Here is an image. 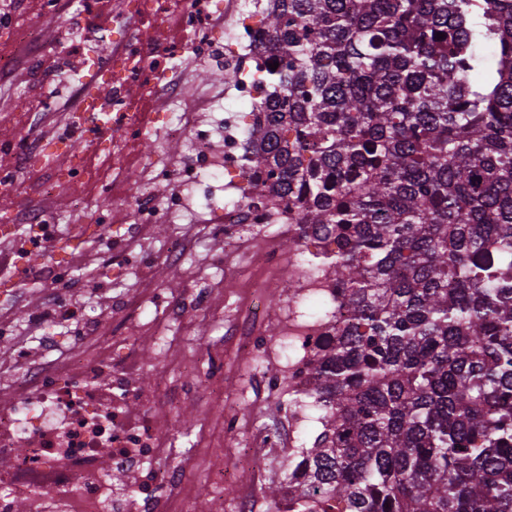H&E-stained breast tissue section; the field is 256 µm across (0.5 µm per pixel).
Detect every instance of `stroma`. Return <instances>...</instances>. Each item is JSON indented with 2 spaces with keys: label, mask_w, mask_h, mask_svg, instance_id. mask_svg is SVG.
<instances>
[{
  "label": "stroma",
  "mask_w": 512,
  "mask_h": 512,
  "mask_svg": "<svg viewBox=\"0 0 512 512\" xmlns=\"http://www.w3.org/2000/svg\"><path fill=\"white\" fill-rule=\"evenodd\" d=\"M14 9L34 25H41L44 40L42 56L43 75L33 78L26 68H18L13 74L0 77V131H6L13 140L25 139L41 145L49 141L48 133L58 116L43 110L33 111L29 103L40 98L58 104L59 109L70 107L72 98L67 84L57 78L59 66L78 69L76 58L71 55L75 27L89 28L92 17L81 10V0H71L64 5L63 15L51 25H42L34 0H15ZM224 70L223 61L203 59L187 69L183 105L204 101L214 95H222L225 108H237L234 89L221 80L205 81L201 75L206 71ZM145 112L153 132L147 147H133L121 155H113L112 145L100 142L88 148L85 160L99 177V184H111L119 170H134L139 166L142 154H150L170 171H177L189 156L190 140L170 141L162 132L165 118L171 117L168 104L148 99ZM43 173L27 167L17 170L18 193L11 204L0 209V225L17 223L20 207L32 201L54 222L58 237L51 245L49 262L67 266L70 282L67 292L82 309L93 318L99 329L108 335L133 334L141 362L140 386L150 389L157 382L158 373H165L173 391L179 398L171 414L160 418V432L180 443L169 465H184L187 482L194 488L202 506H209L216 496L233 501L238 490L249 489L259 498H267L271 483L279 481L288 464L287 449H277L271 458V474L268 481L259 483L248 467H236L233 482L217 489L200 478L194 466L197 459L223 457L225 463L234 464L235 439L222 434L217 421L221 413H234L239 406H246L241 413L243 435L253 434L261 425L273 420L287 397L273 398L262 389L263 369H277L288 361V349L278 340V327L273 319L260 322L258 328L267 337L274 349V356L265 365H258L250 350L242 344L243 337L233 325V316L238 307L242 291L237 279L244 275V258L250 247L249 241H241L225 247L220 236L203 238L200 245L189 253L180 264H170L166 257L169 233L165 228L172 222L169 214L163 213L156 224L136 235L129 222L130 210L121 200H111L109 209L114 212V223L101 226L90 221L85 211L75 202V195L97 197L99 185H78L70 188L57 185L49 199L38 198L35 185ZM120 233L130 236L136 250L149 254L151 263L128 265L115 262L112 257V235ZM0 244V320H9L10 336L0 337V357L8 359L15 345L22 344L33 351L39 362L49 363L75 348L70 326L55 329L56 342L53 347L44 346L39 331L32 321L40 315L46 303V284L29 281L16 283L13 268L2 255ZM180 290L211 287L212 292L203 310L189 309L181 316L170 315L165 301L171 298L172 286ZM154 296V304L145 306L137 321L118 315L112 300L118 296ZM166 323L168 334L174 340V348L162 353L157 348L153 325ZM221 349L224 358V394L215 397L207 392L197 378L186 370L187 362L197 360L206 346ZM239 412V411H238ZM204 434L209 445L205 448L189 447V439Z\"/></svg>",
  "instance_id": "35a3bbf8"
}]
</instances>
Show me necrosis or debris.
Listing matches in <instances>:
<instances>
[{"mask_svg":"<svg viewBox=\"0 0 512 512\" xmlns=\"http://www.w3.org/2000/svg\"><path fill=\"white\" fill-rule=\"evenodd\" d=\"M156 28L177 22L189 33V43L155 45L145 38L125 39L112 64V151L119 154L134 145L147 129L138 111L137 100L129 93L132 81H141L144 94H152L169 103L182 100L184 76L173 67L174 58L184 54L210 57L216 44L212 33L224 27L230 50L225 51L227 69L246 67L249 58L243 50L257 39L256 27L246 26L244 0H225L216 7L213 0H173L170 12L155 8L157 0H147ZM75 98L73 111L57 123L58 142L79 144L97 137L96 126L79 119L85 111L89 92L86 77H72ZM238 115L229 112L224 127V152L213 155V132L205 128L191 111L180 112L165 125L168 138L191 137L194 159L178 175L166 168H155L152 158H143L145 169L156 172L157 179L174 180L167 196L170 215L186 214L193 198L204 186L203 170L220 168L225 176L240 185L254 184L253 175L240 160L241 142L236 134ZM26 222L29 232L13 240L10 258L22 280H30L33 254H43L53 237L50 221L38 209H30ZM288 217L250 206L236 198L224 206V242L232 244L242 236L253 239L249 258L251 274L245 281L251 292L276 288L282 277L295 283L297 294L279 313V340L288 345L294 360L287 375L266 373L268 393L281 390L304 395L309 378L304 362L316 350L320 337L336 333V325L348 312L341 302L339 288L330 282L321 267L308 259L305 250L281 257L275 224H287ZM54 282L55 289L48 311L36 324L44 342H52L54 327L78 319L80 311L63 289L69 280L66 268L53 265L42 273ZM327 296L331 310L322 317L308 316L303 303L312 297ZM85 332L96 339L94 345H78L73 353L50 365L32 362L26 350H19L15 362L6 363V371L18 374L10 399L0 402V512H17L25 504L27 512H199L197 501L182 481L177 468L163 467L171 455L173 443L157 428L160 411L157 393L144 391L137 382L141 370L132 344L123 337L101 334L93 321H86ZM298 423L288 420L279 429L260 431L242 445V461L260 470L262 451L281 448L295 441ZM132 472V484L117 488L105 473L106 465Z\"/></svg>","mask_w":512,"mask_h":512,"instance_id":"obj_1","label":"necrosis or debris"}]
</instances>
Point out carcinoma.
Returning <instances> with one entry per match:
<instances>
[{
  "label": "carcinoma",
  "instance_id": "carcinoma-1",
  "mask_svg": "<svg viewBox=\"0 0 512 512\" xmlns=\"http://www.w3.org/2000/svg\"><path fill=\"white\" fill-rule=\"evenodd\" d=\"M258 26L242 159L350 313L274 512H512V0H267Z\"/></svg>",
  "mask_w": 512,
  "mask_h": 512
}]
</instances>
